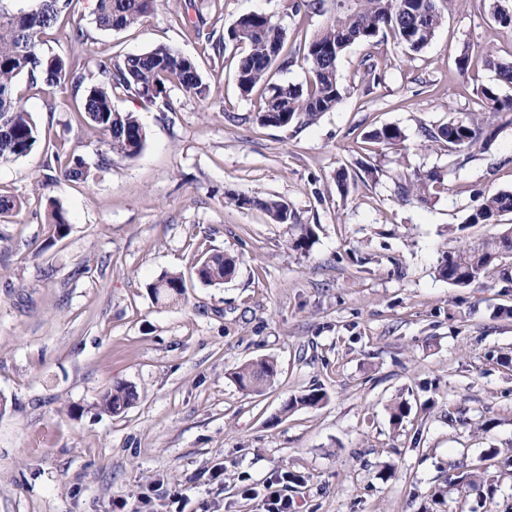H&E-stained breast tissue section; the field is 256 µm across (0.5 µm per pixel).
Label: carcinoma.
Wrapping results in <instances>:
<instances>
[{"instance_id":"carcinoma-1","label":"carcinoma","mask_w":512,"mask_h":512,"mask_svg":"<svg viewBox=\"0 0 512 512\" xmlns=\"http://www.w3.org/2000/svg\"><path fill=\"white\" fill-rule=\"evenodd\" d=\"M73 0H0V162L27 156L41 141L42 132L22 104L19 80L31 85L41 83L50 88L71 87L83 90L84 123L104 137L107 147L102 164L111 156L133 158L143 149L146 133L136 115L119 112L112 106V91L121 88L144 104H153L172 87L182 88L200 100L211 95L210 85L199 73L195 61L165 45L125 56L117 62L101 61L96 70H84L60 56L43 50L44 36L68 19ZM159 0H96L93 23L101 30L123 31L143 23L153 14ZM488 15L503 27L512 26V12L503 0H485ZM325 23L304 42L302 60L310 72L309 84L301 85L273 81L276 63L286 53L287 33L272 17L248 14L229 27L213 50L224 52L232 45L240 49L236 81L240 91L250 94L261 91L262 104L258 120L266 126L282 127L295 120L312 122L323 113L336 108L343 98L338 62L344 51L355 42L370 43L378 36L389 37L393 44L418 53L434 37L444 17L436 0H331ZM330 47L334 53L324 57L321 51ZM483 65L498 77L512 83V66L499 62L493 51H476ZM486 111L469 113L436 129L425 130L431 141H444L461 151L479 143L487 144L493 131L491 118L512 112V100L501 99L489 87L481 88ZM369 139L386 146L404 141L402 132L383 125L372 130ZM57 171L67 180L86 182L92 176L90 167L79 156L65 158L54 155ZM443 180L436 170L398 184V193L405 199L427 200L434 184ZM236 205H250L261 211L270 222L286 224L290 220L288 205L275 198H232ZM25 206L22 198L0 193V215H17ZM512 213V191H500L485 196L483 203L466 218L468 224H492L497 218ZM46 224L52 235L64 237L69 222L62 206L49 200ZM238 259L216 252L199 258L193 274L203 284L222 285L233 278ZM438 276L448 283L465 287L497 273L507 281L512 278V234L474 238L448 252L437 269ZM185 278L180 272H166L149 284L155 301L179 302L185 294ZM277 375L276 364L268 359L247 363L235 372L239 387L260 391ZM326 397L321 390L287 402L284 410L298 406L314 407ZM137 398L136 390L117 384L98 403L100 410L119 414ZM449 485L465 496L483 494L484 484L479 475L460 471L449 477Z\"/></svg>"}]
</instances>
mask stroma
<instances>
[{
	"label": "stroma",
	"instance_id": "obj_1",
	"mask_svg": "<svg viewBox=\"0 0 512 512\" xmlns=\"http://www.w3.org/2000/svg\"><path fill=\"white\" fill-rule=\"evenodd\" d=\"M94 5L73 3L86 40L62 27L45 50L92 66L168 45L196 62L212 95L174 88L149 105L114 89V108L135 113L146 142L103 166L79 95L20 81L43 134L95 177H48L42 145L0 163V192L25 201L0 218V512H261L265 485L285 471L303 478L282 489L295 512H512V282L459 287L437 274L446 252L512 225V214L465 223L483 196L512 191V114L463 153L424 138L480 111L482 87L512 98L495 71L455 64L484 46L512 64V28L483 0H439L445 21L424 49L350 45L336 109L274 127L257 119L258 94L237 87L238 51L215 54L209 40L263 13L292 53L324 15L295 16L286 0H163L116 32L96 28ZM371 55L375 80L362 66ZM382 125L404 142H367ZM430 170L444 181L427 202L399 198L396 179ZM271 195L290 223L231 202ZM51 199L70 221L59 239L45 222ZM302 224L315 236L296 251ZM212 250L240 259L219 286L192 273ZM166 271L186 277L179 303L148 289ZM263 357L277 362L273 385L240 389L234 372ZM118 383L137 401L100 411ZM312 389L327 395L319 407L282 414ZM399 398L410 412L395 426ZM489 455L492 494L449 490L454 467Z\"/></svg>",
	"mask_w": 512,
	"mask_h": 512
}]
</instances>
